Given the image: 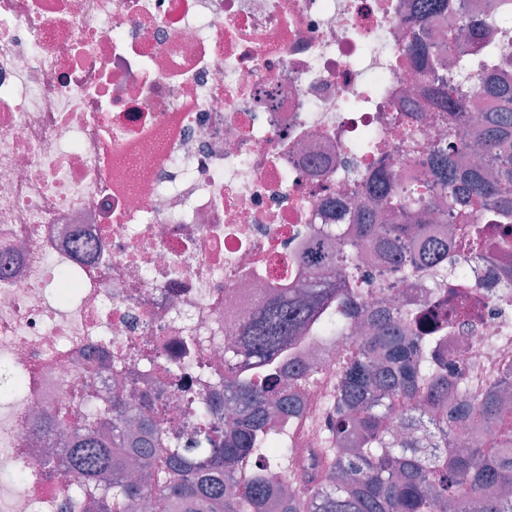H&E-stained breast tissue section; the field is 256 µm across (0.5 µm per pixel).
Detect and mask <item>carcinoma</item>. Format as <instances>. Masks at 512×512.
Instances as JSON below:
<instances>
[{
	"mask_svg": "<svg viewBox=\"0 0 512 512\" xmlns=\"http://www.w3.org/2000/svg\"><path fill=\"white\" fill-rule=\"evenodd\" d=\"M427 14L454 10L452 0H416ZM482 59L483 77L468 80L435 58L421 31L407 47L435 113L430 145L417 137V116H395L406 142L428 155L409 184L378 167L361 173L368 196L355 206L342 247L316 240L299 258L310 271L302 294L279 287L224 344V400L203 405L190 434L173 437L149 399L119 392L103 406L55 417L66 442L45 460L80 483L84 512H512V401L501 379L471 399H453L464 374L448 364L440 338L475 326L480 304L458 295L512 293V256L489 248L491 234L512 243V81L497 65L501 45L481 19L462 22ZM478 101L470 140L448 127L453 107ZM377 244L389 261L410 250L406 275L426 276L435 304L392 311L381 301L362 313L368 280L354 251ZM487 267L474 282L467 264ZM350 343L320 425L316 448L281 443L303 410L301 388L316 369L301 355L312 342ZM495 437L471 448L474 427Z\"/></svg>",
	"mask_w": 512,
	"mask_h": 512,
	"instance_id": "carcinoma-1",
	"label": "carcinoma"
}]
</instances>
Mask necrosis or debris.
I'll return each mask as SVG.
<instances>
[{
    "label": "necrosis or debris",
    "mask_w": 512,
    "mask_h": 512,
    "mask_svg": "<svg viewBox=\"0 0 512 512\" xmlns=\"http://www.w3.org/2000/svg\"><path fill=\"white\" fill-rule=\"evenodd\" d=\"M412 0H0V512H64L34 430L74 395L151 391L174 428L222 389L224 341L305 282L297 248L363 195L358 143L399 181L421 168L391 117L419 102L404 37L448 27ZM368 297L425 302L427 280L363 246ZM448 340L465 374L512 362V308ZM190 348L188 389L152 381ZM343 346L319 352L300 447ZM122 359L120 377L92 373Z\"/></svg>",
    "instance_id": "1"
}]
</instances>
